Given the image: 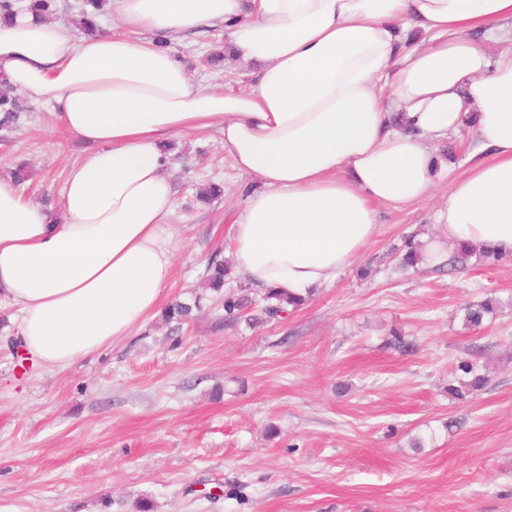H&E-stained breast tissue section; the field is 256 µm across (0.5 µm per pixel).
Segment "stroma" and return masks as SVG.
Segmentation results:
<instances>
[{
  "label": "stroma",
  "instance_id": "stroma-1",
  "mask_svg": "<svg viewBox=\"0 0 512 512\" xmlns=\"http://www.w3.org/2000/svg\"><path fill=\"white\" fill-rule=\"evenodd\" d=\"M172 49L194 82H252L245 63H206L227 49L223 27ZM16 98L15 124L0 127V181L27 163L21 191L45 204L87 147L60 137L44 101ZM174 144L180 248L165 301L201 307L181 325L153 315L64 370L21 364L15 311L0 307V512H135L143 499L153 512H512V263L403 274L393 253L408 236L440 235L447 181L424 202L379 207L353 267L288 319L226 326L201 279L211 258L229 259L230 227L261 183L235 169L219 133ZM211 180L224 194L201 204ZM487 297L498 314L465 328L464 306ZM394 331L415 350L386 347ZM470 358L489 382L461 403L447 387Z\"/></svg>",
  "mask_w": 512,
  "mask_h": 512
}]
</instances>
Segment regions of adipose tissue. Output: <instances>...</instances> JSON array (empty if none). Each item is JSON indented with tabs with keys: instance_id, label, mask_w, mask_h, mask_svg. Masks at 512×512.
<instances>
[{
	"instance_id": "obj_1",
	"label": "adipose tissue",
	"mask_w": 512,
	"mask_h": 512,
	"mask_svg": "<svg viewBox=\"0 0 512 512\" xmlns=\"http://www.w3.org/2000/svg\"><path fill=\"white\" fill-rule=\"evenodd\" d=\"M135 34L75 37L19 9L0 20V80L49 101L94 146L57 209L0 183V304L18 308L20 351L64 370L127 336L163 302L178 239L167 145L216 131L258 177L232 226V260L258 288L301 296L374 240L377 207L426 199L443 236L512 254V54L465 39L512 29V0H108ZM223 26L250 63L246 92L194 84L155 45ZM473 129L452 175L434 141Z\"/></svg>"
}]
</instances>
